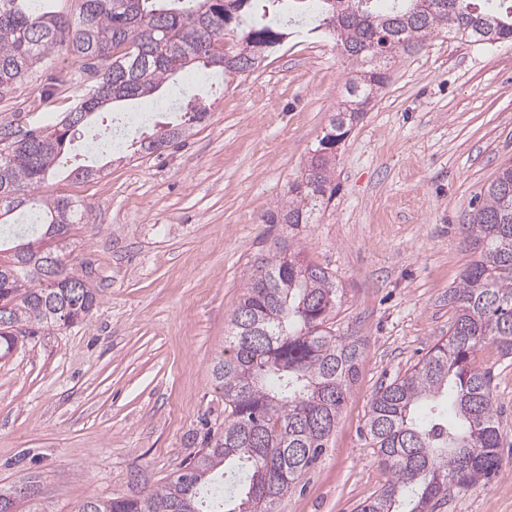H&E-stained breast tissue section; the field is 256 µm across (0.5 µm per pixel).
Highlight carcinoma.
I'll use <instances>...</instances> for the list:
<instances>
[{"label": "carcinoma", "instance_id": "cac0c4a2", "mask_svg": "<svg viewBox=\"0 0 512 512\" xmlns=\"http://www.w3.org/2000/svg\"><path fill=\"white\" fill-rule=\"evenodd\" d=\"M50 2L0 0V91L63 49L107 74L51 128L0 123V253L29 219L33 231L56 240L53 250L26 246L0 261L4 356L21 336L87 321L98 303L95 289L84 287L87 266L59 254L70 226L89 223V208L38 189L75 134L101 126V115L135 111L176 86L183 119L128 137L133 153L154 154L205 120L216 71L250 72L302 28L331 35L352 74L301 178L266 215L268 224L297 227L325 193L336 194V145L398 57L440 33L512 43V0H81L74 19ZM463 230L474 258L448 289V338L370 404L369 445L392 479L357 512H430L450 488L485 485L500 473L492 377L474 360L488 341L512 356V161L475 198ZM339 301L335 277L300 253L261 259L212 369L224 390V429L164 485L123 499L91 497L77 512H272L322 455L357 376L363 341L329 326Z\"/></svg>", "mask_w": 512, "mask_h": 512}]
</instances>
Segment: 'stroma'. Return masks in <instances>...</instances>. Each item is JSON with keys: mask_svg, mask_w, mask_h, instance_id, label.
<instances>
[{"mask_svg": "<svg viewBox=\"0 0 512 512\" xmlns=\"http://www.w3.org/2000/svg\"><path fill=\"white\" fill-rule=\"evenodd\" d=\"M352 70L335 40L291 35L254 71L217 80L184 146L112 161L90 181L40 191L91 208L68 249L99 302L86 323L19 341L0 358V486L30 483L13 512H77L89 497L162 486L224 424L212 368L258 258L283 246L339 285L335 333L364 341L326 448L274 512H354L390 473L366 434L380 387L447 337L448 290L473 253L472 202L512 159V44L434 37L399 59L336 149L338 191L309 223H265L336 111ZM94 71L58 51L0 95V122H59ZM490 371L502 471L434 512H512V358Z\"/></svg>", "mask_w": 512, "mask_h": 512, "instance_id": "obj_1", "label": "stroma"}]
</instances>
